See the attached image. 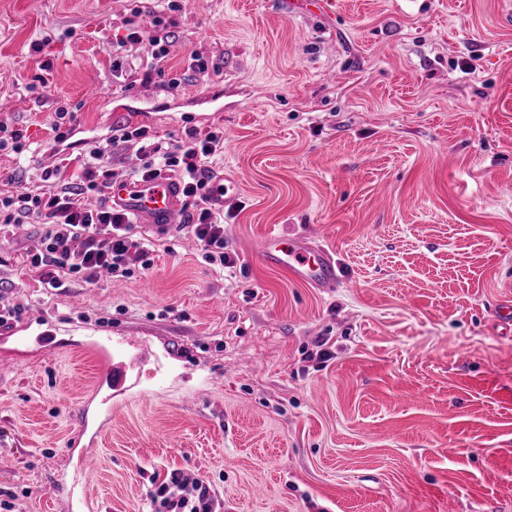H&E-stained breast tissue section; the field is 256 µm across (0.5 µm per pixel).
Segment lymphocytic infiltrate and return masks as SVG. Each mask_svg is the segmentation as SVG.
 Listing matches in <instances>:
<instances>
[{"label":"lymphocytic infiltrate","instance_id":"f902f5d3","mask_svg":"<svg viewBox=\"0 0 512 512\" xmlns=\"http://www.w3.org/2000/svg\"><path fill=\"white\" fill-rule=\"evenodd\" d=\"M132 14L128 34L112 45L113 55L123 58L140 44H149V52L138 65L143 81L163 79L168 88H176L177 79L166 76L171 34L163 17L154 16L152 29L145 30L137 21L141 7H134ZM117 146L137 155L140 182L167 173L177 177L188 208L185 226L198 241L203 259L213 267H233V259L224 250V215L210 204L212 164L224 153L223 129L210 130L202 137L190 129L173 139L154 138L146 128L125 125L113 128L106 143L87 145L91 161L81 174L68 177L56 168L45 172V185L39 190L0 196V234L30 219L44 226L25 260L28 272L42 287L61 291L76 278L94 283L105 272L123 279L151 267V240L136 232L128 212L100 199L115 179L108 156ZM88 195L99 197V204L84 205ZM151 506L152 512H218V498L208 481L175 469L152 494Z\"/></svg>","mask_w":512,"mask_h":512}]
</instances>
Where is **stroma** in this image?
Listing matches in <instances>:
<instances>
[{
    "instance_id": "35a3bbf8",
    "label": "stroma",
    "mask_w": 512,
    "mask_h": 512,
    "mask_svg": "<svg viewBox=\"0 0 512 512\" xmlns=\"http://www.w3.org/2000/svg\"><path fill=\"white\" fill-rule=\"evenodd\" d=\"M292 2L166 12L173 91L112 75L137 0H0V125L27 137L0 174L41 188L120 125L220 127L214 170L234 185L225 274L175 228L120 290L56 292L23 272L40 224L0 239V303L71 343L47 361L0 335V491L17 512H61L51 487L73 470L106 327L168 358L154 392L112 407L84 479L93 512H149L173 468L224 512H512V333L496 315L512 303V0ZM193 54L220 75L189 72ZM61 108L77 121L59 144ZM273 233L332 248L344 284L244 252ZM320 338L331 359L305 360Z\"/></svg>"
}]
</instances>
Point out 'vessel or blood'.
<instances>
[{"label":"vessel or blood","instance_id":"obj_1","mask_svg":"<svg viewBox=\"0 0 512 512\" xmlns=\"http://www.w3.org/2000/svg\"><path fill=\"white\" fill-rule=\"evenodd\" d=\"M110 195L114 206L133 213L141 223L158 231L176 224L182 207L180 185L168 177L137 184L118 180L112 183ZM247 251L263 264L284 270L292 279L312 288L328 290L339 287L342 282L334 252L308 236L287 238L269 234L249 244ZM19 342L36 345L49 359L61 350L56 329L48 323L37 325L20 337ZM95 345L103 355L94 382V394L100 399L99 422L90 424L86 414H79L78 430L67 442V450L77 455L78 465L73 473L60 475L53 482L55 494L65 501L68 512H87L89 508L86 497L78 493L77 487L98 464L94 449L104 424L112 417L113 400L141 393L144 366L160 361L151 348L130 342H113L112 333L108 330L101 331Z\"/></svg>","mask_w":512,"mask_h":512}]
</instances>
